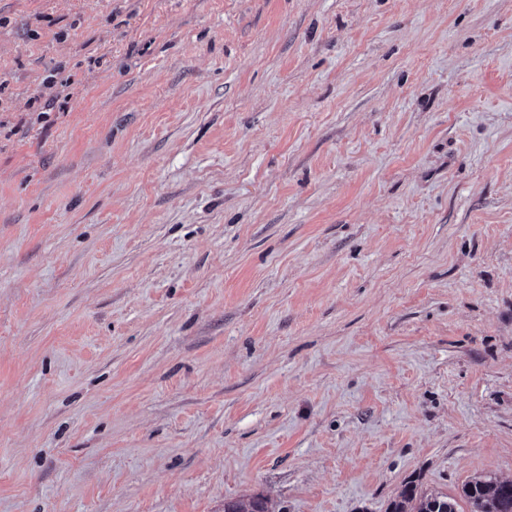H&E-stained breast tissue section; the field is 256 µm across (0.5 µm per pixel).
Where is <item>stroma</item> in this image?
<instances>
[{
	"label": "stroma",
	"mask_w": 512,
	"mask_h": 512,
	"mask_svg": "<svg viewBox=\"0 0 512 512\" xmlns=\"http://www.w3.org/2000/svg\"><path fill=\"white\" fill-rule=\"evenodd\" d=\"M512 480V0H0V512H386ZM414 482L403 485L386 512H457L455 499L439 493H428ZM224 512H274L267 497L257 494L224 502Z\"/></svg>",
	"instance_id": "35a3bbf8"
}]
</instances>
